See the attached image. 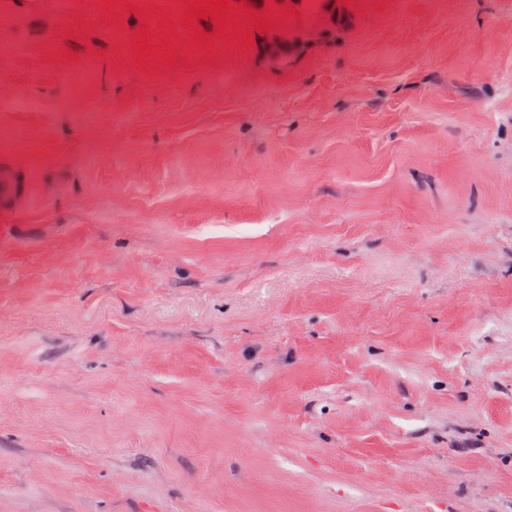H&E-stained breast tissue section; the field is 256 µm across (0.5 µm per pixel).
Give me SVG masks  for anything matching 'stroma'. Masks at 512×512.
<instances>
[{
	"label": "stroma",
	"mask_w": 512,
	"mask_h": 512,
	"mask_svg": "<svg viewBox=\"0 0 512 512\" xmlns=\"http://www.w3.org/2000/svg\"><path fill=\"white\" fill-rule=\"evenodd\" d=\"M238 2L0 0V512H512V0ZM24 195L18 174L11 168L0 167V210L13 208Z\"/></svg>",
	"instance_id": "obj_1"
}]
</instances>
